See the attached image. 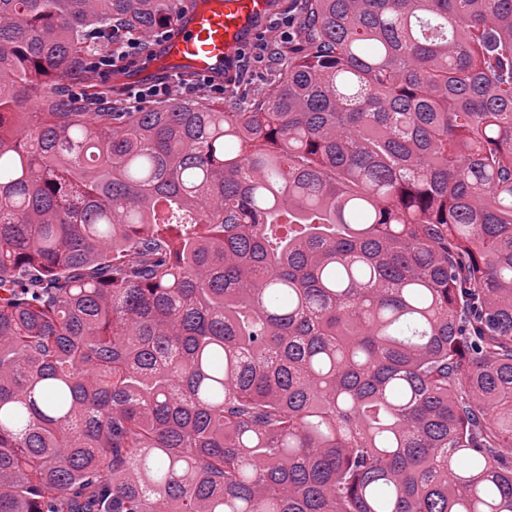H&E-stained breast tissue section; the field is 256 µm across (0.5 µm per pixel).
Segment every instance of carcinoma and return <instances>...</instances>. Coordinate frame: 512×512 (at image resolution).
<instances>
[{
    "instance_id": "cac0c4a2",
    "label": "carcinoma",
    "mask_w": 512,
    "mask_h": 512,
    "mask_svg": "<svg viewBox=\"0 0 512 512\" xmlns=\"http://www.w3.org/2000/svg\"><path fill=\"white\" fill-rule=\"evenodd\" d=\"M181 2L0 0V512H512V0L131 109ZM141 42L140 41H127L126 44L121 46L120 51L117 53L112 52L111 58H100L95 62L96 71H101V74H105L113 69H122L127 65H134L137 62L142 61L143 66H146V61L152 59V55L144 56L140 52ZM252 54L258 61H262L265 56H270V45L268 43H258L254 46ZM246 65L248 67V74L246 79L237 85H226L214 84V82L207 78H180L179 84L184 92L178 88H174L172 94L165 99H184V98H196L204 97L210 99H224V102L229 99L242 97L250 92H265L269 93L274 87L272 81V73L274 65L271 58H265L260 63H257L253 58L246 59ZM209 88L193 93L198 88ZM218 92V93H215ZM189 93V94H186ZM224 93V94H222Z\"/></svg>"
}]
</instances>
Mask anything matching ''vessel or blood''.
Segmentation results:
<instances>
[{
    "instance_id": "1",
    "label": "vessel or blood",
    "mask_w": 512,
    "mask_h": 512,
    "mask_svg": "<svg viewBox=\"0 0 512 512\" xmlns=\"http://www.w3.org/2000/svg\"><path fill=\"white\" fill-rule=\"evenodd\" d=\"M273 8L274 0H187L172 35L160 46V62L222 79Z\"/></svg>"
}]
</instances>
